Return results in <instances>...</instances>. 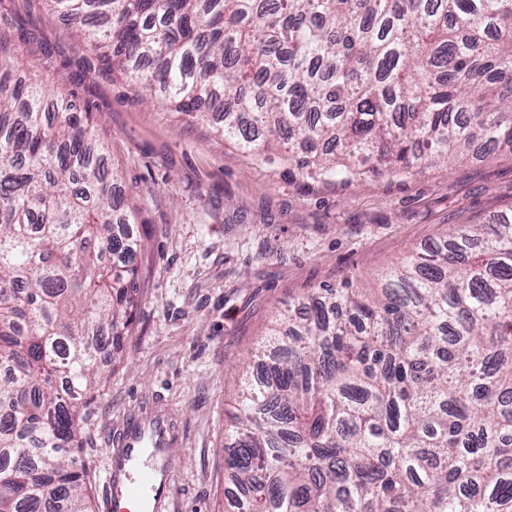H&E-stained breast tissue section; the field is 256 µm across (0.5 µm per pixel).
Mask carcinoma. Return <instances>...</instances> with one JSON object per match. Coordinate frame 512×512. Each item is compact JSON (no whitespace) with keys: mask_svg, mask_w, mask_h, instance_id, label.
<instances>
[{"mask_svg":"<svg viewBox=\"0 0 512 512\" xmlns=\"http://www.w3.org/2000/svg\"><path fill=\"white\" fill-rule=\"evenodd\" d=\"M101 69L314 180L512 153V0H44ZM0 54V512H91L78 414L137 304L89 116ZM237 512H512V215L272 321L224 436Z\"/></svg>","mask_w":512,"mask_h":512,"instance_id":"1","label":"carcinoma"}]
</instances>
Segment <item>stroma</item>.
Returning <instances> with one entry per match:
<instances>
[{
	"label": "stroma",
	"mask_w": 512,
	"mask_h": 512,
	"mask_svg": "<svg viewBox=\"0 0 512 512\" xmlns=\"http://www.w3.org/2000/svg\"><path fill=\"white\" fill-rule=\"evenodd\" d=\"M0 48L20 76L72 97L104 165L139 210L132 334L104 391L81 411L77 455L103 512L105 467L131 419L163 417V468L177 488L155 512H234L224 430L240 366L271 321L314 289L373 283L462 224L512 213V154L461 156L414 175L314 181L245 157L211 125L137 103L43 0H0Z\"/></svg>",
	"instance_id": "stroma-1"
}]
</instances>
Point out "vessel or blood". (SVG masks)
Here are the masks:
<instances>
[{
    "label": "vessel or blood",
    "instance_id": "1",
    "mask_svg": "<svg viewBox=\"0 0 512 512\" xmlns=\"http://www.w3.org/2000/svg\"><path fill=\"white\" fill-rule=\"evenodd\" d=\"M170 445L167 423L157 417L134 420L119 438L123 464L107 475L105 512H145L149 504L173 498L175 488L159 477L157 462Z\"/></svg>",
    "mask_w": 512,
    "mask_h": 512
}]
</instances>
